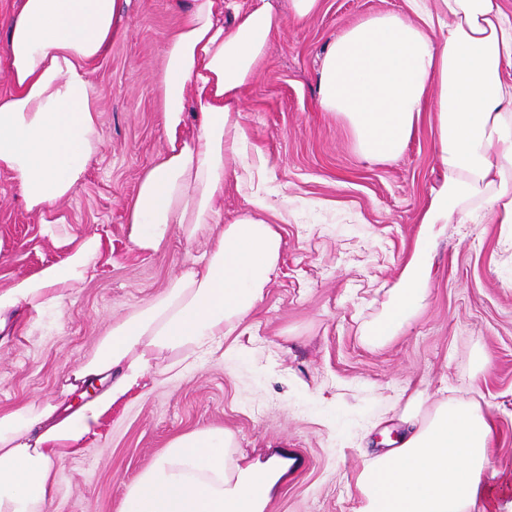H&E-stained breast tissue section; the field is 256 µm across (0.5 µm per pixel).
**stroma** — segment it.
Listing matches in <instances>:
<instances>
[{"label": "stroma", "mask_w": 512, "mask_h": 512, "mask_svg": "<svg viewBox=\"0 0 512 512\" xmlns=\"http://www.w3.org/2000/svg\"><path fill=\"white\" fill-rule=\"evenodd\" d=\"M408 0H323L308 25L283 24L263 75L244 92L243 140L224 186V220L262 201L282 238L278 269L252 315L224 337L225 355L155 368L112 404L95 435L57 468L53 512H120L127 487L176 437L233 432L244 453L267 447L300 468L269 512H359L362 449L402 431L409 399L424 409L478 404L494 427L495 466L512 467V234L498 224H452L433 253L430 294L395 336L362 339L409 260L419 217L439 181L435 125L425 113L404 152L369 164L344 119L321 111L316 80L327 43ZM129 34L91 67L102 143L77 193L48 218L28 212L0 171V289L66 257L85 235L104 241L95 276L62 312L23 307L0 335V415L60 392L113 322L194 267L218 227L186 236L171 225L155 250L130 239L125 204L165 146L158 84L171 0H129Z\"/></svg>", "instance_id": "obj_1"}]
</instances>
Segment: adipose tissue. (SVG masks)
Here are the masks:
<instances>
[{
	"instance_id": "1",
	"label": "adipose tissue",
	"mask_w": 512,
	"mask_h": 512,
	"mask_svg": "<svg viewBox=\"0 0 512 512\" xmlns=\"http://www.w3.org/2000/svg\"><path fill=\"white\" fill-rule=\"evenodd\" d=\"M124 0H18L0 17V170L28 210L45 214L76 193L100 144L90 67L127 32ZM321 0H187L163 40L159 86L166 147L126 203L131 237L157 249L170 225L194 235L216 224L207 259L114 322L76 380L108 381L74 409L24 403L0 416V512H48L56 467L95 433L102 416L139 387L160 355L185 364L216 353L260 303L282 238L247 211L222 224L224 181L243 133V93L257 81L283 17L311 22ZM322 111L342 116L360 158L385 162L407 146L422 113L435 115L443 173L420 218L414 251L365 339L384 343L428 297L432 253L447 224L512 227V10L502 0H436L435 11L379 13L345 29L322 54ZM193 125H186V117ZM89 234L60 262L0 291V329L20 305L62 308L94 276L101 255ZM404 411L397 447L366 454L360 512H512V468L491 469L493 425L475 404L445 402L419 419ZM299 468L273 448L253 459L235 435L205 428L175 438L125 494L120 512H268Z\"/></svg>"
}]
</instances>
